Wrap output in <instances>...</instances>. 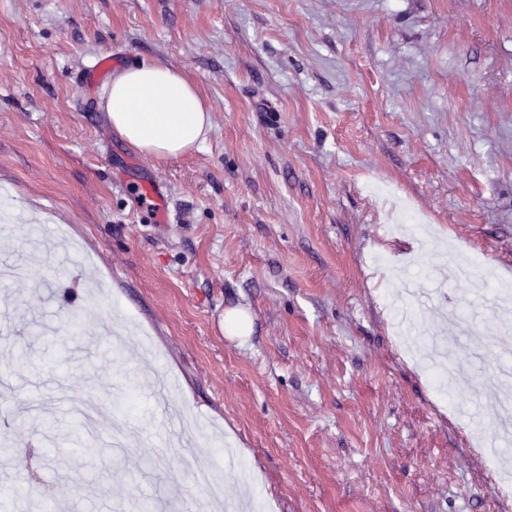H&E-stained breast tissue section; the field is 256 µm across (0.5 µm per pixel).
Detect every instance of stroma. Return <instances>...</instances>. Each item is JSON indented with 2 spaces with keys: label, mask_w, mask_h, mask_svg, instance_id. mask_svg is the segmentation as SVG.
Instances as JSON below:
<instances>
[{
  "label": "stroma",
  "mask_w": 512,
  "mask_h": 512,
  "mask_svg": "<svg viewBox=\"0 0 512 512\" xmlns=\"http://www.w3.org/2000/svg\"><path fill=\"white\" fill-rule=\"evenodd\" d=\"M109 53L193 79L206 144L156 162L107 126ZM157 183L168 220L138 197ZM0 503L501 512L495 420L435 376L512 343V0H0ZM475 256L481 273L445 286ZM481 330L429 366L422 330Z\"/></svg>",
  "instance_id": "stroma-1"
}]
</instances>
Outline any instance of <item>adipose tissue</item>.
Wrapping results in <instances>:
<instances>
[{"mask_svg":"<svg viewBox=\"0 0 512 512\" xmlns=\"http://www.w3.org/2000/svg\"><path fill=\"white\" fill-rule=\"evenodd\" d=\"M102 108L112 132L138 153L167 161L201 147L211 111L177 68L141 63L115 70Z\"/></svg>","mask_w":512,"mask_h":512,"instance_id":"obj_1","label":"adipose tissue"}]
</instances>
